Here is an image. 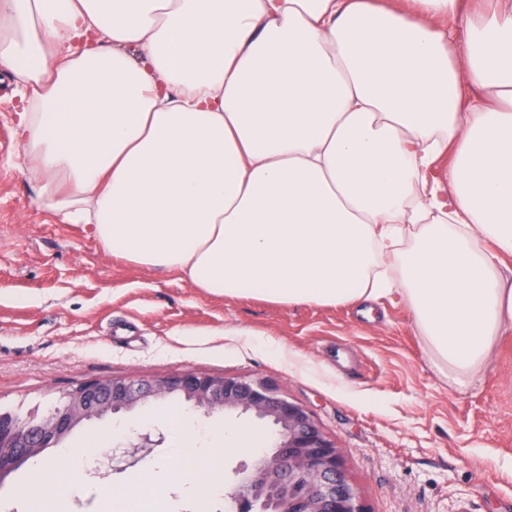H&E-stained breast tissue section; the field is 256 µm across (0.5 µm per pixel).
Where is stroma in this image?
<instances>
[{
    "instance_id": "stroma-1",
    "label": "stroma",
    "mask_w": 512,
    "mask_h": 512,
    "mask_svg": "<svg viewBox=\"0 0 512 512\" xmlns=\"http://www.w3.org/2000/svg\"><path fill=\"white\" fill-rule=\"evenodd\" d=\"M16 83L0 80V408L46 410L88 380L197 371L269 379L308 407L344 456L365 512H512V332L474 386L433 364L408 308L219 297L110 253L38 197L14 134ZM148 458L154 512H225L212 486L242 451L199 455L202 435ZM111 418L75 430L0 481V512H105L131 471L89 475ZM70 486L67 494L59 486Z\"/></svg>"
}]
</instances>
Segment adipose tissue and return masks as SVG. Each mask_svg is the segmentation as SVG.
I'll use <instances>...</instances> for the list:
<instances>
[{
  "instance_id": "obj_1",
  "label": "adipose tissue",
  "mask_w": 512,
  "mask_h": 512,
  "mask_svg": "<svg viewBox=\"0 0 512 512\" xmlns=\"http://www.w3.org/2000/svg\"><path fill=\"white\" fill-rule=\"evenodd\" d=\"M0 66L40 200L105 250L399 300L459 388L512 331V0H0Z\"/></svg>"
}]
</instances>
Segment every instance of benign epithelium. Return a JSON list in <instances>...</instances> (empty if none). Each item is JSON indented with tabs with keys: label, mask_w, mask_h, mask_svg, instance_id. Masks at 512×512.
Instances as JSON below:
<instances>
[{
	"label": "benign epithelium",
	"mask_w": 512,
	"mask_h": 512,
	"mask_svg": "<svg viewBox=\"0 0 512 512\" xmlns=\"http://www.w3.org/2000/svg\"><path fill=\"white\" fill-rule=\"evenodd\" d=\"M171 397L182 398L200 416L248 414L273 426L271 446L241 462L232 488L224 493L235 512H364L340 449L308 408L269 381L193 371L82 382L64 394L53 413L25 422L1 410L0 481L88 422ZM162 439L160 433L138 432L113 448L112 455L95 461L91 474L104 478L133 468Z\"/></svg>",
	"instance_id": "benign-epithelium-1"
}]
</instances>
